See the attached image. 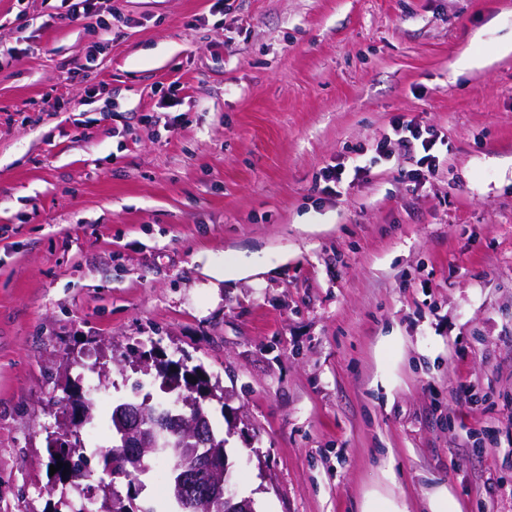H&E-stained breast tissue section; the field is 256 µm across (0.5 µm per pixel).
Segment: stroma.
Wrapping results in <instances>:
<instances>
[{
  "label": "stroma",
  "mask_w": 512,
  "mask_h": 512,
  "mask_svg": "<svg viewBox=\"0 0 512 512\" xmlns=\"http://www.w3.org/2000/svg\"><path fill=\"white\" fill-rule=\"evenodd\" d=\"M213 3L0 0V512L78 499L48 402L150 342L223 390L256 512H512V0ZM69 11L72 18L91 20V27L101 31L110 29V22L106 19L99 0H69ZM391 127L398 136L397 142L403 148L408 152L418 151L420 154L416 161L418 168L409 171V180L417 182L432 174L440 163L439 156L433 152L439 139L435 131L412 120H405L403 116H395Z\"/></svg>",
  "instance_id": "1"
}]
</instances>
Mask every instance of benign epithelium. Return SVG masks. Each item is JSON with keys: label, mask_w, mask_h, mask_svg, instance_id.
Returning <instances> with one entry per match:
<instances>
[{"label": "benign epithelium", "mask_w": 512, "mask_h": 512, "mask_svg": "<svg viewBox=\"0 0 512 512\" xmlns=\"http://www.w3.org/2000/svg\"><path fill=\"white\" fill-rule=\"evenodd\" d=\"M178 430L191 436L194 447L189 449L191 464L181 469L180 482L184 501L199 496L211 502L224 504V512H255L254 503L249 498H238L229 489L227 480L221 478L222 465L213 450L211 441L204 433L202 417L189 415L179 410L173 416ZM79 421V416L69 406L60 410V420L56 429L59 441L72 440L71 430ZM114 421L126 454L135 457L147 446H155L168 437L167 424L147 423L141 409L133 404H122L114 410Z\"/></svg>", "instance_id": "7a95c632"}]
</instances>
